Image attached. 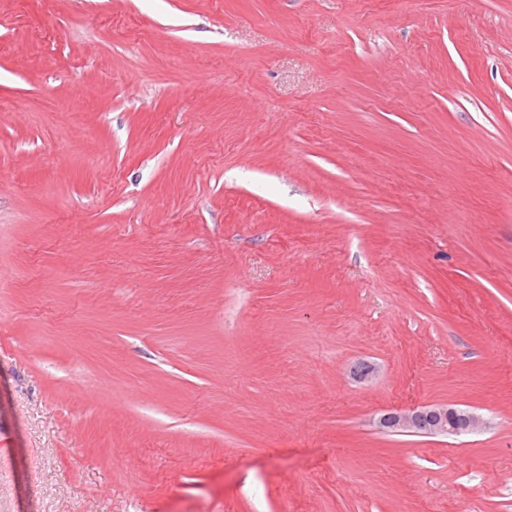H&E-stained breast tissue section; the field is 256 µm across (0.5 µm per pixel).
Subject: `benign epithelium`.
<instances>
[{"mask_svg": "<svg viewBox=\"0 0 512 512\" xmlns=\"http://www.w3.org/2000/svg\"><path fill=\"white\" fill-rule=\"evenodd\" d=\"M484 424L483 417L477 413L448 404L391 410L376 419L377 427L382 430L430 436L473 433L480 430Z\"/></svg>", "mask_w": 512, "mask_h": 512, "instance_id": "7a95c632", "label": "benign epithelium"}]
</instances>
